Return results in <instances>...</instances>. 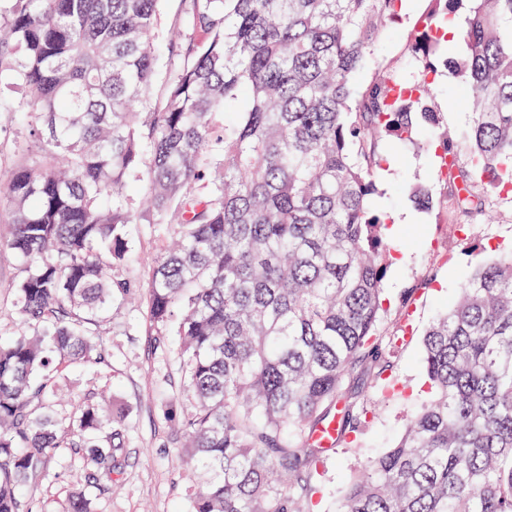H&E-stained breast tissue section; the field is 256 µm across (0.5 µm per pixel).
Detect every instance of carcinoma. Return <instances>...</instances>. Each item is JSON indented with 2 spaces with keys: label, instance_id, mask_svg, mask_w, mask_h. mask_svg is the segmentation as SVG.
Returning <instances> with one entry per match:
<instances>
[{
  "label": "carcinoma",
  "instance_id": "1",
  "mask_svg": "<svg viewBox=\"0 0 512 512\" xmlns=\"http://www.w3.org/2000/svg\"><path fill=\"white\" fill-rule=\"evenodd\" d=\"M0 72L16 76L36 150L0 185L22 263L24 330L0 342V512L76 437L92 468L63 512H91L125 447L122 415L54 408L55 376L112 369V303L131 297L129 224L166 245L148 268L147 319L178 339L187 456L203 482L187 512H310L327 449L314 439L358 367L392 368L378 324L390 246L372 200L387 139L435 127L440 67L473 111L443 138L457 210L512 197V0H428L411 56L422 80L363 85L402 0H184L157 41L160 0H12ZM463 13L466 53L442 51ZM174 68L160 82L162 53ZM146 210L128 189L140 180ZM429 397L391 448L345 481L331 512H512V250L479 267L423 338ZM363 414L346 407L340 438Z\"/></svg>",
  "mask_w": 512,
  "mask_h": 512
}]
</instances>
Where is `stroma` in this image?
Instances as JSON below:
<instances>
[{
    "instance_id": "stroma-1",
    "label": "stroma",
    "mask_w": 512,
    "mask_h": 512,
    "mask_svg": "<svg viewBox=\"0 0 512 512\" xmlns=\"http://www.w3.org/2000/svg\"><path fill=\"white\" fill-rule=\"evenodd\" d=\"M428 9L426 0H404L402 18L383 33L367 66L355 82L363 84L382 69H391L401 84L415 79L417 70L407 52V40ZM431 101L442 114L441 132L414 142L391 144L379 172L381 195L377 209L393 215L411 214L408 224H389V268L383 281L384 314L379 332L398 336V353L389 381H375L366 371H354L339 396L353 405L374 408L359 434L358 446L337 443L330 451L320 477L322 494H339L349 473L364 468L370 458L389 447L407 420L422 404L427 382L422 362V337L449 299L470 279L474 270L496 256L498 246H512V203L490 197L491 222L468 221L451 209L450 184L440 174L442 135L459 136L469 122V102L462 79L439 71L429 86ZM0 100L10 110L0 115V180L4 179L18 150L29 141L15 111L27 109L29 100L21 86L0 79ZM428 186L432 209H418L411 189ZM7 225L0 224V339L13 337L18 316L12 307L11 288L20 262L8 249ZM408 307H401L404 293ZM135 304L115 302L112 334V373L102 378L96 371L74 365L58 378V407L70 410L80 401H110L127 414V446L118 474L107 493L91 500L92 512H184L195 484L190 460L178 458L182 442L180 423L191 408L183 390L175 337L160 338L145 320L146 291L137 289ZM50 479L31 487L36 512H62L67 492L85 488L89 470L83 463H50Z\"/></svg>"
}]
</instances>
